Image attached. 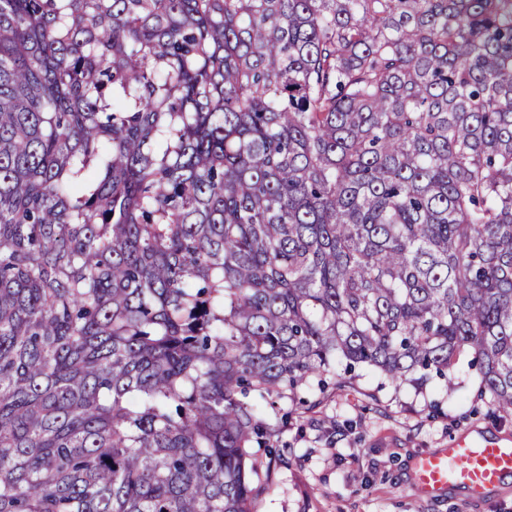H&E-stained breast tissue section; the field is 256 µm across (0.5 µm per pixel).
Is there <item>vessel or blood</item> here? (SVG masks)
Here are the masks:
<instances>
[{
  "label": "vessel or blood",
  "instance_id": "obj_1",
  "mask_svg": "<svg viewBox=\"0 0 512 512\" xmlns=\"http://www.w3.org/2000/svg\"><path fill=\"white\" fill-rule=\"evenodd\" d=\"M510 477L512 443L481 431L453 439L442 451L422 453L414 465L415 484L428 498L451 487L480 498Z\"/></svg>",
  "mask_w": 512,
  "mask_h": 512
}]
</instances>
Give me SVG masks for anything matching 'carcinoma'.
Masks as SVG:
<instances>
[{
    "mask_svg": "<svg viewBox=\"0 0 512 512\" xmlns=\"http://www.w3.org/2000/svg\"><path fill=\"white\" fill-rule=\"evenodd\" d=\"M467 354L511 417L512 0H0V512H260Z\"/></svg>",
    "mask_w": 512,
    "mask_h": 512,
    "instance_id": "cac0c4a2",
    "label": "carcinoma"
}]
</instances>
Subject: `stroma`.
I'll return each instance as SVG.
<instances>
[{
    "label": "stroma",
    "mask_w": 512,
    "mask_h": 512,
    "mask_svg": "<svg viewBox=\"0 0 512 512\" xmlns=\"http://www.w3.org/2000/svg\"><path fill=\"white\" fill-rule=\"evenodd\" d=\"M352 387L301 390L302 406L283 400L282 441L288 462L261 512H512V481L483 499L453 488L422 496L413 481L416 457L482 429L512 437V418L490 414L479 395L478 367L460 361L449 382L426 389L395 385L361 367Z\"/></svg>",
    "instance_id": "stroma-1"
}]
</instances>
